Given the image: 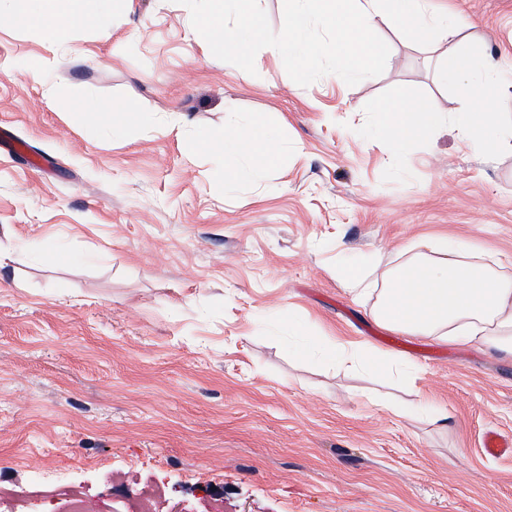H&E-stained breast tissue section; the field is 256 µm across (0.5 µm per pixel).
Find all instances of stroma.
Returning a JSON list of instances; mask_svg holds the SVG:
<instances>
[{
  "mask_svg": "<svg viewBox=\"0 0 512 512\" xmlns=\"http://www.w3.org/2000/svg\"><path fill=\"white\" fill-rule=\"evenodd\" d=\"M428 7L512 80V0ZM105 25L65 53L0 23V125L18 141L0 151V487L56 479L89 512L153 485L156 512H512V458L481 448L512 435V357L387 331L339 279L438 236L512 278V150L483 157L445 126L386 182L390 149L358 133L397 86L457 115L443 47L384 27L382 75L302 87L270 47L252 75L217 59L177 0H108ZM99 102L146 121L113 132L83 112ZM259 115L277 167L184 147ZM335 338L411 369L364 373L325 356ZM483 451L492 457H512V437L488 431L482 439Z\"/></svg>",
  "mask_w": 512,
  "mask_h": 512,
  "instance_id": "stroma-1",
  "label": "stroma"
}]
</instances>
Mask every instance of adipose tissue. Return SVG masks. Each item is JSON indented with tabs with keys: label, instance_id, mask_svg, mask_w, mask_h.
Returning <instances> with one entry per match:
<instances>
[{
	"label": "adipose tissue",
	"instance_id": "adipose-tissue-1",
	"mask_svg": "<svg viewBox=\"0 0 512 512\" xmlns=\"http://www.w3.org/2000/svg\"><path fill=\"white\" fill-rule=\"evenodd\" d=\"M29 2L26 21L66 51L72 30L101 17L104 0H69L62 14L57 0ZM202 145L238 159L259 155L270 166L278 165L282 154L261 120L208 133ZM342 277L356 294H376L373 317L389 331L512 355V278L492 265L467 260L447 238L430 240L427 252L415 253L397 267L378 261L371 272L351 268Z\"/></svg>",
	"mask_w": 512,
	"mask_h": 512
}]
</instances>
